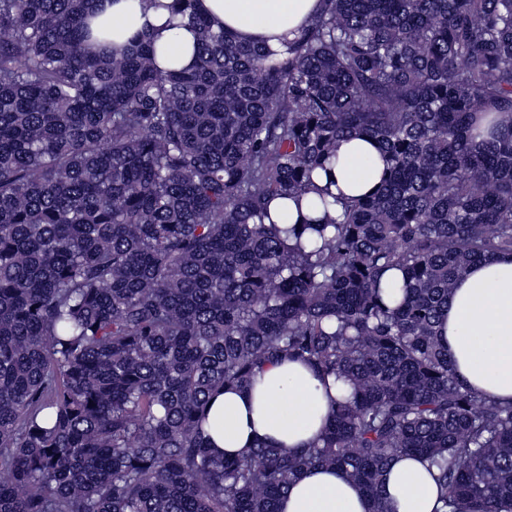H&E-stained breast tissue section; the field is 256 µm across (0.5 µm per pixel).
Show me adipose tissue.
<instances>
[{
	"instance_id": "adipose-tissue-1",
	"label": "adipose tissue",
	"mask_w": 512,
	"mask_h": 512,
	"mask_svg": "<svg viewBox=\"0 0 512 512\" xmlns=\"http://www.w3.org/2000/svg\"><path fill=\"white\" fill-rule=\"evenodd\" d=\"M176 0H97V21L112 29V41L123 45L135 32L154 33L161 67H190L194 35L170 28L166 20ZM198 13L215 29L244 42L273 48L292 39L319 11L321 0H196ZM333 192L356 198L377 189L386 161L366 137L340 141L336 151ZM459 380L481 397L512 402V255H491L472 265L458 280L441 325ZM335 385H324L299 361L265 368L249 390L229 388L214 396L208 409L211 443L229 455L263 442L295 449L315 441L328 425ZM390 512H435L436 483L426 465L402 458L386 475ZM279 512H370V502L339 469L317 468L294 477Z\"/></svg>"
}]
</instances>
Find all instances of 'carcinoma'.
I'll return each mask as SVG.
<instances>
[{
  "label": "carcinoma",
  "instance_id": "obj_1",
  "mask_svg": "<svg viewBox=\"0 0 512 512\" xmlns=\"http://www.w3.org/2000/svg\"><path fill=\"white\" fill-rule=\"evenodd\" d=\"M93 2L0 0V512H278L318 466L389 512L405 456L442 512H512V403L439 333L512 254V0H322L282 52L178 0L188 69L91 51ZM354 135L387 171L345 201L317 179ZM283 360L343 383L323 435L214 451L209 399ZM306 202L307 200L303 199L298 205L296 201L292 199L277 200L271 204L270 209L272 214L277 213L278 215L284 211L288 216V223L296 224L302 221L300 215L307 219H312L317 216V213L308 207Z\"/></svg>",
  "mask_w": 512,
  "mask_h": 512
}]
</instances>
